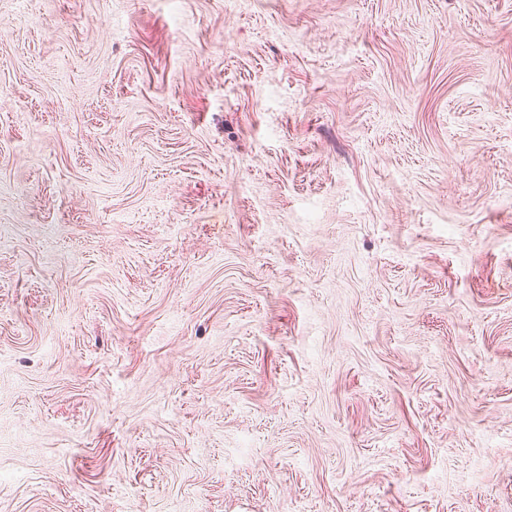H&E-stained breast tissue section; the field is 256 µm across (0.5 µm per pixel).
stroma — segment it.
I'll use <instances>...</instances> for the list:
<instances>
[{
  "mask_svg": "<svg viewBox=\"0 0 512 512\" xmlns=\"http://www.w3.org/2000/svg\"><path fill=\"white\" fill-rule=\"evenodd\" d=\"M0 512H512V0H0Z\"/></svg>",
  "mask_w": 512,
  "mask_h": 512,
  "instance_id": "35a3bbf8",
  "label": "stroma"
}]
</instances>
